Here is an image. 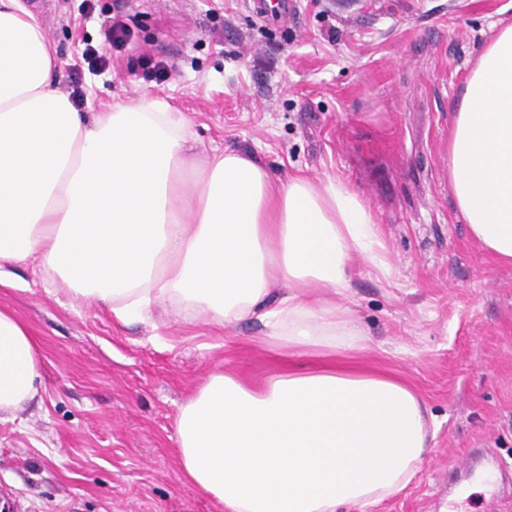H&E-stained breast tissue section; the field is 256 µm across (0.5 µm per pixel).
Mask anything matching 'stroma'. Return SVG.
Here are the masks:
<instances>
[{"label": "stroma", "mask_w": 512, "mask_h": 512, "mask_svg": "<svg viewBox=\"0 0 512 512\" xmlns=\"http://www.w3.org/2000/svg\"><path fill=\"white\" fill-rule=\"evenodd\" d=\"M60 60L57 87L82 111L147 96L186 113L193 154L232 146L275 177L343 180L370 207L390 277L353 259L361 362L424 397L434 422L417 475L373 512H512V265L473 242L448 184V137L512 0H25ZM131 40L89 66L117 13ZM150 55L170 67L158 78ZM0 288L39 347L36 398L0 416V501L12 512H218L182 477L175 419L224 368L276 369L243 320L217 328L172 302L122 325L71 300L38 261ZM495 471L493 483L457 466Z\"/></svg>", "instance_id": "35a3bbf8"}]
</instances>
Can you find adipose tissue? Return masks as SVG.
Returning a JSON list of instances; mask_svg holds the SVG:
<instances>
[{"mask_svg": "<svg viewBox=\"0 0 512 512\" xmlns=\"http://www.w3.org/2000/svg\"><path fill=\"white\" fill-rule=\"evenodd\" d=\"M56 73L24 0H0V288L36 257L122 323L176 302L263 325L285 366L259 385L214 372L175 420L182 476L220 512H367L404 488L430 446L424 399L339 363L365 340L336 303L352 259L390 272L368 204L233 148L196 159L190 119L154 100L87 118ZM448 180L470 238L512 264V27L465 86ZM41 378L29 328L0 309V413Z\"/></svg>", "mask_w": 512, "mask_h": 512, "instance_id": "obj_1", "label": "adipose tissue"}]
</instances>
